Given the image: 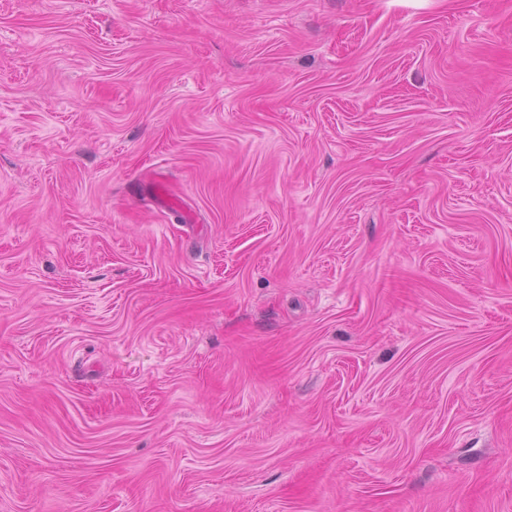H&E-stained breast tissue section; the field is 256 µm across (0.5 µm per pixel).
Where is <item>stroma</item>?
<instances>
[{"mask_svg":"<svg viewBox=\"0 0 512 512\" xmlns=\"http://www.w3.org/2000/svg\"><path fill=\"white\" fill-rule=\"evenodd\" d=\"M0 512H512V0H0Z\"/></svg>","mask_w":512,"mask_h":512,"instance_id":"stroma-1","label":"stroma"}]
</instances>
